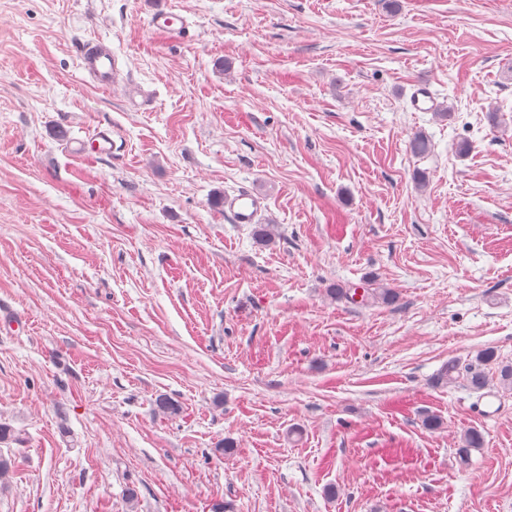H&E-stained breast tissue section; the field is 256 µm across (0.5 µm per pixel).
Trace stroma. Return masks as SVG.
<instances>
[{
	"label": "stroma",
	"mask_w": 512,
	"mask_h": 512,
	"mask_svg": "<svg viewBox=\"0 0 512 512\" xmlns=\"http://www.w3.org/2000/svg\"><path fill=\"white\" fill-rule=\"evenodd\" d=\"M153 2L0 0V512H512V388L434 383L512 361V0H169L178 38ZM147 22L149 28L175 36L183 34L189 26L187 18L173 12L168 2H156ZM78 60L83 79L92 85L109 89L118 82L120 64L106 41L92 40L83 43L78 51ZM59 137L63 141V145L70 148L74 154L84 158L96 155H110L115 151V144L109 131L99 127L93 130L92 139L89 141L72 139L65 128L61 129ZM88 144L90 145V150L87 148ZM220 206L224 208V213L231 216L235 224H258L261 214L267 208L265 198L247 188L225 194Z\"/></svg>",
	"instance_id": "1"
}]
</instances>
